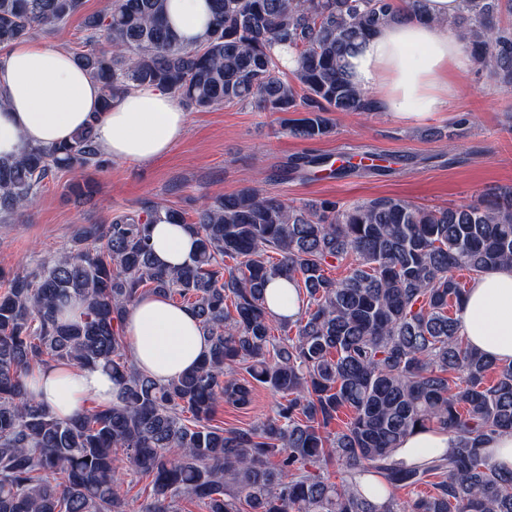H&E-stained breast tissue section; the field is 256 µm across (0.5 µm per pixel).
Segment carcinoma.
I'll use <instances>...</instances> for the list:
<instances>
[{"label": "carcinoma", "mask_w": 512, "mask_h": 512, "mask_svg": "<svg viewBox=\"0 0 512 512\" xmlns=\"http://www.w3.org/2000/svg\"><path fill=\"white\" fill-rule=\"evenodd\" d=\"M210 2V28L191 47L166 23V0H111L87 15L90 36L73 59L99 85L101 108L152 85L197 110L249 101L262 112H298L286 130L320 140L335 128L330 113L378 111L347 78L346 56L384 21L427 19L423 0ZM83 5L0 0V48ZM503 16L512 17V0H465L448 28L512 86V25ZM274 45L296 58L293 80L282 78ZM104 164L93 120L50 149L0 160V224L54 172ZM323 164L299 158L280 176ZM162 221L186 223L181 211L147 202L85 224L63 255L0 291V512H127L115 448L151 479L141 512H177L185 496L206 512H512V472L493 469L481 452L512 431V365L471 348L452 312L465 294L457 272L512 265V186L448 208L399 198L295 206L244 187L197 211L188 225L196 249L178 270L153 258L151 228ZM347 258L345 277L328 275ZM273 278L304 291L298 320L266 307ZM147 293L179 296L210 343L198 365L163 385L134 366L123 336L128 306ZM72 299L83 315L59 320ZM275 325L283 336H272ZM60 362L105 368L120 401L55 417L26 379ZM242 366L250 379L236 377ZM254 381L285 402L245 430L209 424L223 403L248 407ZM344 408L350 420L335 430ZM425 428L452 433L453 453L397 459L402 441ZM365 474L374 481L363 491ZM421 485L429 492L411 501L395 495Z\"/></svg>", "instance_id": "obj_1"}]
</instances>
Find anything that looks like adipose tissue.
<instances>
[{"mask_svg": "<svg viewBox=\"0 0 512 512\" xmlns=\"http://www.w3.org/2000/svg\"><path fill=\"white\" fill-rule=\"evenodd\" d=\"M462 0H425L427 21L413 17L384 23L346 58L351 82L374 95L381 111L397 118H424L447 111L470 66L463 45L448 35L445 20ZM167 17L184 44L206 35L208 0H168ZM95 120L101 151L111 159L145 164L169 153L183 138L188 114L182 100L143 85L102 110L100 90L72 56L30 41L0 54V159L20 157L32 147L69 140ZM152 250L159 265L174 269L191 257L193 235L180 224H155ZM462 336L479 351L512 362V266L475 276L458 314ZM128 353L143 372L166 383L191 368L209 344L195 314L156 294L129 306L124 322ZM27 388L57 417L67 418L87 399L118 402L120 386L99 366L54 363L37 368ZM455 438L440 429L408 436L398 452L408 463L450 452Z\"/></svg>", "mask_w": 512, "mask_h": 512, "instance_id": "1", "label": "adipose tissue"}]
</instances>
